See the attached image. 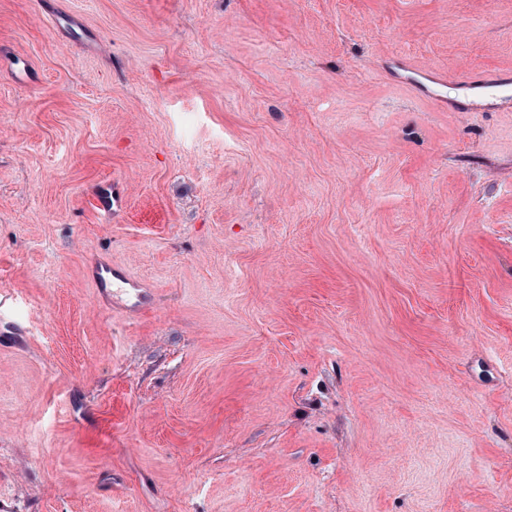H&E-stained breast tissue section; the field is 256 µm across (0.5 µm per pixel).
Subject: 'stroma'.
I'll use <instances>...</instances> for the list:
<instances>
[{"instance_id": "stroma-1", "label": "stroma", "mask_w": 512, "mask_h": 512, "mask_svg": "<svg viewBox=\"0 0 512 512\" xmlns=\"http://www.w3.org/2000/svg\"><path fill=\"white\" fill-rule=\"evenodd\" d=\"M4 55L0 512H512V0H0ZM392 68L397 70H404L412 76L407 84L413 89H420L423 84V79H430L437 85H445L447 83V76L445 73H431L414 68L407 58L394 57L388 61Z\"/></svg>"}]
</instances>
